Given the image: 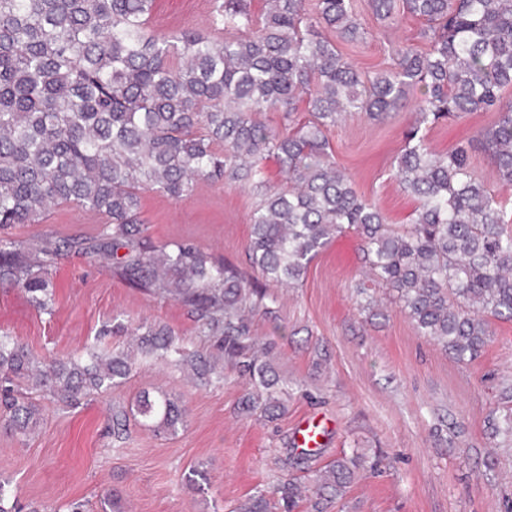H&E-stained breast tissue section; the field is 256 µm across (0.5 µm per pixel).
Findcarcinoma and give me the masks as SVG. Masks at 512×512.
<instances>
[{"label":"carcinoma","instance_id":"cac0c4a2","mask_svg":"<svg viewBox=\"0 0 512 512\" xmlns=\"http://www.w3.org/2000/svg\"><path fill=\"white\" fill-rule=\"evenodd\" d=\"M155 0H0V232L38 224L73 205L105 218L95 240L23 241L0 235V284L23 291L53 314L49 270L61 250L112 257L116 272L161 299L191 308L200 335L224 362L262 387L264 410L286 408L288 388L272 374L269 352L255 350L244 312L264 296L238 272L185 242L142 236L141 192L179 199L199 181L230 177L261 200L251 218V267L269 281L296 285L336 234L355 231L374 281L389 289L415 328L459 361L471 362L494 337L492 320L512 319V228L504 206L474 173L484 151L502 183L512 184V0H370L376 17L404 12L423 20L424 51L397 52L371 78L336 49L331 36L363 38L353 0H266L257 16L247 0H222L212 16L217 37L198 30L158 35L148 22ZM414 101V123L397 157L399 186L416 201L409 224H388L336 168L328 132L346 115L382 122ZM303 102L311 119L297 121ZM264 112L282 113V129ZM495 112L497 122L446 153L420 134L450 117ZM274 157L285 185H266L262 162ZM123 254H118V251ZM67 359L46 363L16 337L0 334V427L27 435L40 409L22 390L70 406L115 388L132 366L102 337ZM142 355L190 368L200 382L224 371L174 344L164 325L137 339ZM155 432L174 434L184 409L162 394L137 401ZM319 450L279 459L289 472L276 486L292 512L302 485L291 471L313 469ZM361 455L330 462L311 488L312 512L344 496ZM263 492L238 512H271ZM0 512H21L0 482Z\"/></svg>","mask_w":512,"mask_h":512}]
</instances>
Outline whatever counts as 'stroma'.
<instances>
[{
  "instance_id": "obj_1",
  "label": "stroma",
  "mask_w": 512,
  "mask_h": 512,
  "mask_svg": "<svg viewBox=\"0 0 512 512\" xmlns=\"http://www.w3.org/2000/svg\"><path fill=\"white\" fill-rule=\"evenodd\" d=\"M215 0H155L157 33L205 31ZM364 40L336 46L366 74L389 68L407 44L426 48L422 20L404 15L381 22L367 0H356ZM493 112H475L431 127V148L448 152L491 126ZM414 120L405 107L384 122L354 113L328 134L336 165L358 195L390 224H407L413 197L401 190L395 158ZM260 200L234 182L200 183L190 197L142 195L141 216L152 242L184 241L223 260L264 291V310L252 313L253 336L272 348V367L290 398L276 419L240 411L253 388L227 371L223 385L206 386L181 370L136 356L120 387L76 407L43 399L34 434L0 429V478L10 480L23 506L101 512L116 494L124 512H232L249 495L270 489L281 475L278 457L298 445L306 419L328 425L316 462L324 467L359 451L364 467L327 512H512V447L493 435L512 409V320L493 323L495 338L474 361L459 362L421 336L388 290L365 281L360 239L336 235L294 288L266 280L246 257L250 218ZM100 215L71 205L52 208L42 223L17 224L19 240L96 236ZM54 315L38 312L20 290L0 287V332L17 336L35 355L62 359L93 341L107 325H167L179 344L209 354L195 313L160 300L117 275L111 258L62 252L51 269ZM381 299L369 318L363 296ZM162 393L186 409L173 435L156 434L129 419L114 435L112 406L134 407L142 393Z\"/></svg>"
}]
</instances>
